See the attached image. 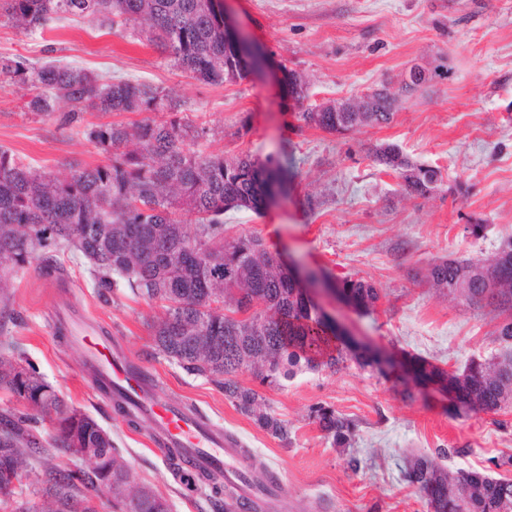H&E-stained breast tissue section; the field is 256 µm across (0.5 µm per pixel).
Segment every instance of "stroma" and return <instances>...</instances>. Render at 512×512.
Listing matches in <instances>:
<instances>
[{
  "label": "stroma",
  "instance_id": "stroma-1",
  "mask_svg": "<svg viewBox=\"0 0 512 512\" xmlns=\"http://www.w3.org/2000/svg\"><path fill=\"white\" fill-rule=\"evenodd\" d=\"M224 10L264 57L262 72L237 83L190 79L137 30L106 34L89 17L40 34L0 16V56L54 59L171 91L188 120L209 127L206 151L279 155L281 193L263 214L225 213L226 233L260 236L270 251L308 267L372 283L380 300L367 314L336 294L319 297L368 346L457 374L470 359L500 355L496 311L430 288L424 274L441 259L491 258L512 240V0H224ZM416 65L430 78L401 97L390 124L342 134L301 126L281 85L289 69L305 77L309 103L333 102L397 84ZM27 101L25 89L0 76V148L58 177L75 164L106 162L84 127L132 119L87 112L80 126L64 127L30 112ZM380 144L438 169L437 188L424 197L403 193L398 174L366 156ZM8 278L18 315L12 339L71 406L111 433L139 483L166 498L171 512H203L208 486H186L151 423L129 424L102 399L83 350L58 331V309L81 315L168 400L221 427L247 450V468L274 472L280 492L262 512H430L404 477L419 455L451 473L512 479V406L457 416L439 396L407 402L392 381L353 361L337 372L300 371L278 388L243 373L242 382L287 424L283 441L210 379L160 354L150 329L156 307L122 282L101 298L83 257L62 253L53 271L35 262ZM320 406L355 422L346 445H332L320 430L313 417ZM353 454L362 460L356 473L347 468Z\"/></svg>",
  "mask_w": 512,
  "mask_h": 512
}]
</instances>
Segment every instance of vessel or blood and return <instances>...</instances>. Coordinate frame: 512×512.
Segmentation results:
<instances>
[{
	"label": "vessel or blood",
	"mask_w": 512,
	"mask_h": 512,
	"mask_svg": "<svg viewBox=\"0 0 512 512\" xmlns=\"http://www.w3.org/2000/svg\"><path fill=\"white\" fill-rule=\"evenodd\" d=\"M75 335L102 375L125 397L129 408L158 428L167 446L180 449L193 471L220 468L240 476L235 464L237 455L222 430L195 420L171 404L141 373L113 358L106 343L90 338L83 325H76Z\"/></svg>",
	"instance_id": "vessel-or-blood-1"
}]
</instances>
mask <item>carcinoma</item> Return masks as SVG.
Segmentation results:
<instances>
[{
  "label": "carcinoma",
  "mask_w": 512,
  "mask_h": 512,
  "mask_svg": "<svg viewBox=\"0 0 512 512\" xmlns=\"http://www.w3.org/2000/svg\"><path fill=\"white\" fill-rule=\"evenodd\" d=\"M2 14L27 32H43L69 17H93L108 31L131 25L192 79L218 85L248 76L237 45L224 38L220 0H0ZM0 75L36 89L27 107L37 114L51 116L60 102L73 103L62 116L64 125L88 111L166 113L159 121L92 126L86 134L108 162L76 167L64 179L37 173L0 148V262L20 269L39 260L49 270L58 251L82 255L101 295L121 280L134 296L160 308L152 323L159 353L192 374L209 377L224 389L225 398L282 439L288 438L287 424L259 411L263 396L244 385L239 374L265 361L266 369L253 376L271 386L302 368L334 372L350 361L372 364L339 341L336 328L319 317L298 280L275 261L261 238L224 237V213L259 214L264 208L266 187L279 178L280 162L273 155L262 160L249 152L231 158L206 152L202 144L209 129L184 120L180 99L146 83L23 57H0ZM393 117L386 108L360 120L354 112H318L314 105L297 113L304 126L329 133L387 125ZM369 157L401 171L411 195L425 197L439 181L438 170L412 162L395 145L376 147ZM482 268L509 287L488 290ZM309 275L327 278L329 287L361 312L373 310L380 300L378 289L361 278H337L321 268L310 269ZM425 278L443 291L465 283L466 301L494 307L501 317L498 339L512 353V241L485 262L443 259L429 266ZM213 288L224 289L228 312L208 304ZM11 325H16L11 294L0 275V393L10 402L0 408V512H41V501L53 503L55 512H99L101 486L110 469L125 460L112 441L101 439L104 428L69 406L28 362L10 339ZM21 363L26 368L19 374L15 366ZM403 372L455 391L458 415L501 410L508 404L504 393L512 389V363L496 358H473L451 378L418 361L395 362L382 376L399 379ZM313 417L338 446L356 429L353 420L327 407L315 409ZM79 447L107 448L109 457L88 470L49 462L59 452L73 457ZM20 465L33 476L25 485L15 481ZM199 480L211 487L206 512L262 509L243 498L237 484L223 481L221 470ZM406 480L420 491L432 481L457 482L458 489L439 497L433 512H487L500 499L512 500V480L475 470L450 475L427 457L410 465ZM468 486L481 488L482 496H465ZM111 507L113 512H170L167 500L155 492L145 499L115 496Z\"/></svg>",
  "instance_id": "obj_1"
}]
</instances>
